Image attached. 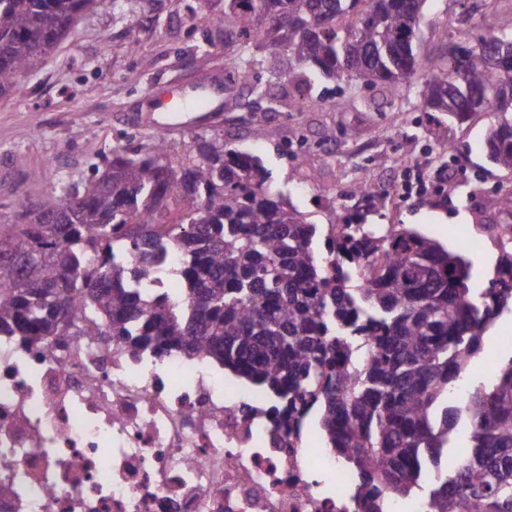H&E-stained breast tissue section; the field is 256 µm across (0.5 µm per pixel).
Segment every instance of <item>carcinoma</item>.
<instances>
[{"label": "carcinoma", "instance_id": "obj_1", "mask_svg": "<svg viewBox=\"0 0 512 512\" xmlns=\"http://www.w3.org/2000/svg\"><path fill=\"white\" fill-rule=\"evenodd\" d=\"M426 0H224L212 24L249 77L263 53L400 95L418 72L426 108L463 122L494 112L486 160L512 172V29L423 55ZM96 0H0V96L70 34ZM178 156L166 136L121 150L88 183L0 215V335L42 343L63 327L125 350L201 349L264 390L275 424L318 407L319 432L365 488L379 481L425 512H512V357L491 383L448 394L512 304V249L479 294L460 253L398 224H341L318 243L263 160L221 133ZM176 250L175 287L159 271ZM465 457L438 478L456 426Z\"/></svg>", "mask_w": 512, "mask_h": 512}]
</instances>
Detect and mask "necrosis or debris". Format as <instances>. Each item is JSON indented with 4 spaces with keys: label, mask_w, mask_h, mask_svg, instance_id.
<instances>
[{
    "label": "necrosis or debris",
    "mask_w": 512,
    "mask_h": 512,
    "mask_svg": "<svg viewBox=\"0 0 512 512\" xmlns=\"http://www.w3.org/2000/svg\"><path fill=\"white\" fill-rule=\"evenodd\" d=\"M269 409L202 352L0 335V512H363L306 415Z\"/></svg>",
    "instance_id": "necrosis-or-debris-1"
}]
</instances>
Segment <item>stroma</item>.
Returning a JSON list of instances; mask_svg holds the SVG:
<instances>
[{
    "instance_id": "1",
    "label": "stroma",
    "mask_w": 512,
    "mask_h": 512,
    "mask_svg": "<svg viewBox=\"0 0 512 512\" xmlns=\"http://www.w3.org/2000/svg\"><path fill=\"white\" fill-rule=\"evenodd\" d=\"M224 0H98L80 15L70 35L22 79V93L0 98V213L18 206L28 174L51 164L54 183L83 184L113 149L146 144L160 124L172 125L171 145L188 153L196 134L218 132L233 147L260 156L272 185L327 235L333 225L402 224L435 239L470 263V286L486 288L500 256L497 227L512 215L488 213L485 199L512 192V174L491 166L482 145L495 115L481 112L465 123L425 111L421 82L412 80L397 99L381 87L352 81L342 85L312 78L310 87L272 79L282 58L267 56L250 83L235 85L225 64L224 37L209 34L208 21L222 14ZM431 20L423 38L428 53L441 43L433 22H447L449 35L468 29L471 38L512 24V0H429ZM202 75L238 96L233 112L200 117L155 108L154 92L192 94L190 80ZM323 98L327 109L291 110L273 116L278 140L251 121L259 90ZM455 149L446 153L444 142ZM447 169L443 191L407 196L397 185L412 172ZM368 183L365 199L354 193ZM481 234L484 247L471 249L468 236ZM512 333V309L488 327L482 349L463 382H488V368L512 357L499 338Z\"/></svg>"
}]
</instances>
